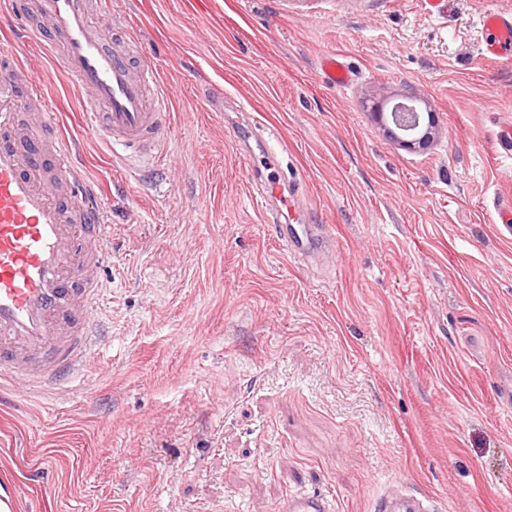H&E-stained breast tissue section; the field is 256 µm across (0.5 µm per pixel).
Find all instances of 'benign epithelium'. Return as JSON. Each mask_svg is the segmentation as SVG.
I'll list each match as a JSON object with an SVG mask.
<instances>
[{
  "mask_svg": "<svg viewBox=\"0 0 512 512\" xmlns=\"http://www.w3.org/2000/svg\"><path fill=\"white\" fill-rule=\"evenodd\" d=\"M413 97L405 96L394 103L389 115L379 112L383 131L386 136L399 145L407 148H426L439 135L434 113L426 114L417 111L411 105Z\"/></svg>",
  "mask_w": 512,
  "mask_h": 512,
  "instance_id": "benign-epithelium-1",
  "label": "benign epithelium"
}]
</instances>
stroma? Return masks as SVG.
Instances as JSON below:
<instances>
[{"label": "stroma", "mask_w": 512, "mask_h": 512, "mask_svg": "<svg viewBox=\"0 0 512 512\" xmlns=\"http://www.w3.org/2000/svg\"><path fill=\"white\" fill-rule=\"evenodd\" d=\"M491 10L512 0H112L172 102L133 173L31 52L102 186L112 261L83 376L15 381L0 415L14 512H277L301 491L373 512L399 483L437 512H512V60L485 58ZM399 93L437 143L385 136L374 112ZM271 155L298 188L288 223L326 249L278 239L253 173ZM41 463L54 481L29 484Z\"/></svg>", "instance_id": "1"}]
</instances>
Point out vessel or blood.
I'll return each mask as SVG.
<instances>
[{
	"label": "vessel or blood",
	"mask_w": 512,
	"mask_h": 512,
	"mask_svg": "<svg viewBox=\"0 0 512 512\" xmlns=\"http://www.w3.org/2000/svg\"><path fill=\"white\" fill-rule=\"evenodd\" d=\"M37 10L45 31L22 29L47 57H61L83 94V126L109 147L138 146L153 152L169 120L164 88L154 66L132 65L130 40L109 41L112 13L107 0L91 10L89 0H10L0 28ZM483 25L486 52L512 58V14L489 12ZM25 81L40 105L20 143L14 95ZM40 71L22 59L0 67V405L7 382L25 379L50 392L72 381L102 334L94 315L104 293L96 272L112 258V227L95 201L98 188L77 163L74 139L57 135L60 114L44 90ZM69 194H62L61 186ZM276 234L291 252L313 251L321 232L315 224L282 223ZM281 512H331L314 492L291 497ZM374 512H424L416 498L380 499Z\"/></svg>",
	"instance_id": "vessel-or-blood-1"
}]
</instances>
